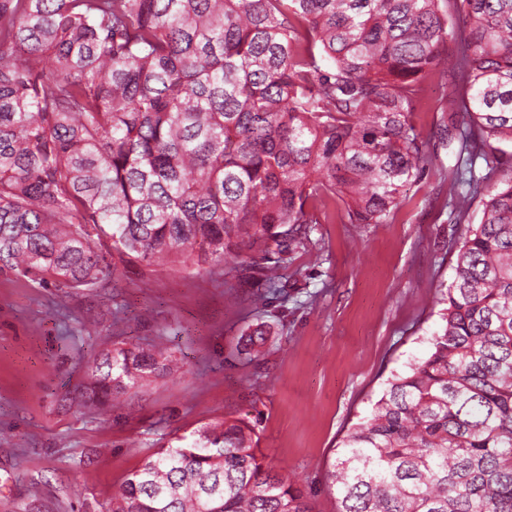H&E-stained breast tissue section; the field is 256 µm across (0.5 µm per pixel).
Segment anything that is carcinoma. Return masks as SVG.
Returning a JSON list of instances; mask_svg holds the SVG:
<instances>
[{
  "label": "carcinoma",
  "mask_w": 512,
  "mask_h": 512,
  "mask_svg": "<svg viewBox=\"0 0 512 512\" xmlns=\"http://www.w3.org/2000/svg\"><path fill=\"white\" fill-rule=\"evenodd\" d=\"M434 77L464 115L443 127L455 222L479 195L482 221L448 245L428 355L331 479L338 512H512V0H0V269L78 291L115 259L222 266L281 292L307 225L381 224L408 200ZM170 372L154 341L108 350L88 399ZM265 459L226 418L149 455L107 512H311Z\"/></svg>",
  "instance_id": "1"
}]
</instances>
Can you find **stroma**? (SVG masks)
<instances>
[{
    "mask_svg": "<svg viewBox=\"0 0 512 512\" xmlns=\"http://www.w3.org/2000/svg\"><path fill=\"white\" fill-rule=\"evenodd\" d=\"M452 88L426 84L413 120L430 163L411 200L385 224H314L294 257L287 297L255 308L262 281L222 269L145 264L110 287L42 288L0 270V512H107L127 476L179 435L224 417L254 427L266 460L305 492L312 512H337L332 465L349 428L393 374L426 357L438 302L454 278L458 238L441 177L455 163L437 133ZM95 315L90 331L78 320ZM271 325L258 358L237 350L247 327ZM162 339L174 369L120 407L82 387L95 355Z\"/></svg>",
    "mask_w": 512,
    "mask_h": 512,
    "instance_id": "obj_1",
    "label": "stroma"
}]
</instances>
